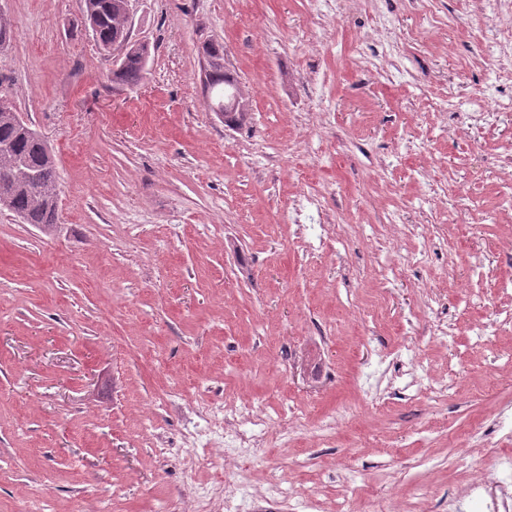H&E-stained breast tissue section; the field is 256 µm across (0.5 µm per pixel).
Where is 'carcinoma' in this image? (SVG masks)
Returning a JSON list of instances; mask_svg holds the SVG:
<instances>
[{
    "instance_id": "1",
    "label": "carcinoma",
    "mask_w": 512,
    "mask_h": 512,
    "mask_svg": "<svg viewBox=\"0 0 512 512\" xmlns=\"http://www.w3.org/2000/svg\"><path fill=\"white\" fill-rule=\"evenodd\" d=\"M83 18L99 49L110 53L115 43L125 44L112 71V81L127 86L139 84L145 77L151 58L150 46L133 43L126 26V0H84ZM205 57L216 61L211 71L204 73L203 84L208 94L219 87L230 91L237 81L221 74L219 51L207 49ZM31 126L17 120L12 111L0 110V172L10 175L9 182L0 186V209L24 218L27 224L58 222L57 169L52 151L40 136L29 132Z\"/></svg>"
}]
</instances>
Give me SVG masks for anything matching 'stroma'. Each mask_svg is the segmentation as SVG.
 <instances>
[{
    "label": "stroma",
    "instance_id": "obj_1",
    "mask_svg": "<svg viewBox=\"0 0 512 512\" xmlns=\"http://www.w3.org/2000/svg\"><path fill=\"white\" fill-rule=\"evenodd\" d=\"M83 9L0 0V97L53 148L60 204L49 228L0 211V512H189L228 481L249 512L273 468L320 512H408L420 482L448 512L483 465L464 433L512 420V326L476 333L512 314V116L468 127L471 100L512 91L488 56L512 0H135L153 53L133 87ZM209 43L246 127L208 106ZM309 192L322 213L299 209ZM322 214L353 232L298 252L291 219L314 237ZM415 224L446 227V248ZM411 252L384 280L381 258ZM201 399L308 412L262 454L206 452L183 438ZM154 432L179 448L158 457Z\"/></svg>",
    "mask_w": 512,
    "mask_h": 512
}]
</instances>
